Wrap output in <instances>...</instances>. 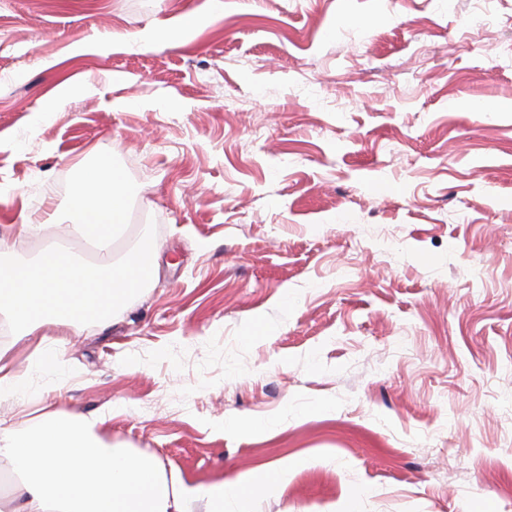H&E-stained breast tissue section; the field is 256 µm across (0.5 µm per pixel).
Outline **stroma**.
I'll return each instance as SVG.
<instances>
[{
    "label": "stroma",
    "instance_id": "1",
    "mask_svg": "<svg viewBox=\"0 0 512 512\" xmlns=\"http://www.w3.org/2000/svg\"><path fill=\"white\" fill-rule=\"evenodd\" d=\"M0 0V256L102 151L155 278L107 328L0 340V419L104 416L254 512H512V0ZM147 31L171 42L140 44ZM73 93H53L63 79ZM7 350L0 348V401L15 397L20 391L21 380L6 361Z\"/></svg>",
    "mask_w": 512,
    "mask_h": 512
}]
</instances>
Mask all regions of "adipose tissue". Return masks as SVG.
<instances>
[{"label": "adipose tissue", "mask_w": 512, "mask_h": 512, "mask_svg": "<svg viewBox=\"0 0 512 512\" xmlns=\"http://www.w3.org/2000/svg\"><path fill=\"white\" fill-rule=\"evenodd\" d=\"M98 424L45 416L0 425V462L12 465L15 490L0 496V512H190L197 499L206 512H224L225 502L245 503L254 489L278 492L288 475L284 467L268 469L198 494L168 481L152 458L107 442Z\"/></svg>", "instance_id": "1"}]
</instances>
